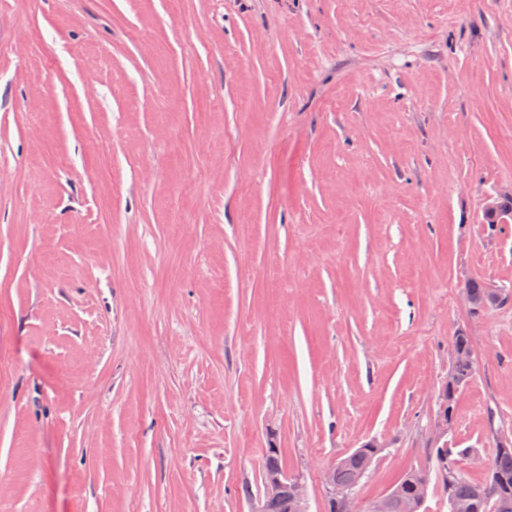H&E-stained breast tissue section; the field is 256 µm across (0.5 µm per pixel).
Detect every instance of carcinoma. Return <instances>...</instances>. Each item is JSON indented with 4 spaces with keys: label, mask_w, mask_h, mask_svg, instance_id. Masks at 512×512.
Masks as SVG:
<instances>
[{
    "label": "carcinoma",
    "mask_w": 512,
    "mask_h": 512,
    "mask_svg": "<svg viewBox=\"0 0 512 512\" xmlns=\"http://www.w3.org/2000/svg\"><path fill=\"white\" fill-rule=\"evenodd\" d=\"M467 452L466 448H450L445 460L441 459L440 453H435V467L409 472L403 485L411 487L432 478L442 494L475 506L474 512H512V448L495 449L489 474L483 482L471 481L461 470L460 462ZM374 454L375 449L363 448L361 452L348 456L336 469V482L347 486L359 484L367 458Z\"/></svg>",
    "instance_id": "obj_1"
}]
</instances>
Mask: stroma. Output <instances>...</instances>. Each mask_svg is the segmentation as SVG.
I'll use <instances>...</instances> for the list:
<instances>
[{
	"label": "stroma",
	"mask_w": 512,
	"mask_h": 512,
	"mask_svg": "<svg viewBox=\"0 0 512 512\" xmlns=\"http://www.w3.org/2000/svg\"><path fill=\"white\" fill-rule=\"evenodd\" d=\"M512 0H0V512L357 508L512 433ZM490 296L471 303L470 284ZM364 447L361 448V452L348 456L345 462V457L338 459L336 465L325 471L323 475V511H329V504L336 505V501L339 502L342 512L358 511L355 489L352 486L358 485L363 479L367 458L373 457L375 454V448ZM338 466L340 467L337 468ZM336 482L347 486L337 485ZM282 471V464L275 449H269L265 459L263 477L264 480L268 474ZM266 497L277 498L284 501L288 511L291 512H309L308 500L304 485L297 478L288 476L281 472V475L269 480H265Z\"/></svg>",
	"instance_id": "obj_1"
}]
</instances>
